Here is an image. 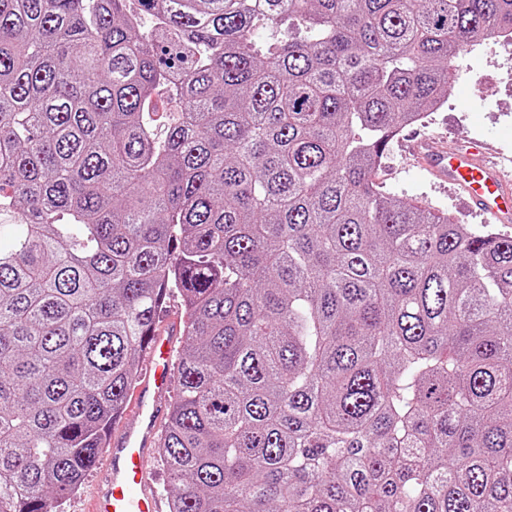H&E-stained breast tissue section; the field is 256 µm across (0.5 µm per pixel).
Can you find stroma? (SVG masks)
Returning <instances> with one entry per match:
<instances>
[{
    "label": "stroma",
    "mask_w": 512,
    "mask_h": 512,
    "mask_svg": "<svg viewBox=\"0 0 512 512\" xmlns=\"http://www.w3.org/2000/svg\"><path fill=\"white\" fill-rule=\"evenodd\" d=\"M506 49L482 42L461 53L455 82L440 110L426 122L404 128V136L435 138L451 147L471 138L490 139L504 154H512V61ZM482 75L481 93L467 89L473 75ZM374 187L390 197L418 198L451 213L470 228L484 226L482 215L471 210L448 185L409 157L402 138L392 139L381 164L372 171Z\"/></svg>",
    "instance_id": "35a3bbf8"
}]
</instances>
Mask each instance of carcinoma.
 <instances>
[{
	"mask_svg": "<svg viewBox=\"0 0 512 512\" xmlns=\"http://www.w3.org/2000/svg\"><path fill=\"white\" fill-rule=\"evenodd\" d=\"M137 2L0 0V512L97 466L172 293L169 512H512V237L370 182L512 0Z\"/></svg>",
	"mask_w": 512,
	"mask_h": 512,
	"instance_id": "obj_1",
	"label": "carcinoma"
}]
</instances>
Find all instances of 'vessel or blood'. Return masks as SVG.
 <instances>
[{"label":"vessel or blood","mask_w":512,"mask_h":512,"mask_svg":"<svg viewBox=\"0 0 512 512\" xmlns=\"http://www.w3.org/2000/svg\"><path fill=\"white\" fill-rule=\"evenodd\" d=\"M413 151L421 167L462 191L473 209L496 222H512V170L505 169L490 141L449 150L423 138ZM179 340L175 326L157 328L151 336L130 391L132 420L107 440L99 473L84 496L86 512H164L155 472L156 441L165 426Z\"/></svg>","instance_id":"vessel-or-blood-1"}]
</instances>
